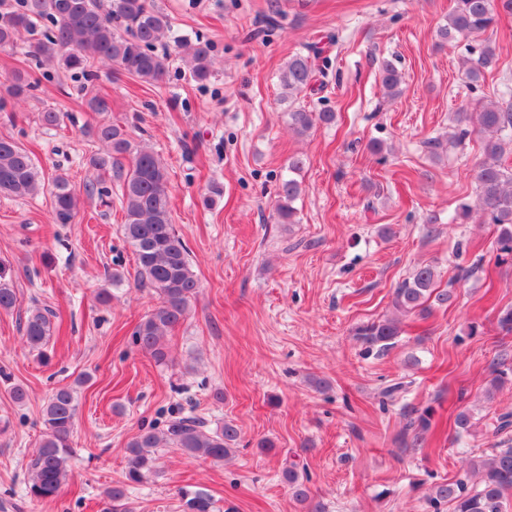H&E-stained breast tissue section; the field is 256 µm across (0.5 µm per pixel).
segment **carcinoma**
I'll use <instances>...</instances> for the list:
<instances>
[{
	"label": "carcinoma",
	"mask_w": 512,
	"mask_h": 512,
	"mask_svg": "<svg viewBox=\"0 0 512 512\" xmlns=\"http://www.w3.org/2000/svg\"><path fill=\"white\" fill-rule=\"evenodd\" d=\"M512 14V0H454L445 24L437 30L438 45L457 43L486 32L497 22L500 13ZM171 30V21L155 0H0V50L14 49L22 33L34 36L30 42L32 56L57 61L66 71L79 72L87 79L83 86L84 104L90 112L109 111L107 98L95 89L93 68L109 67L117 75H129L148 85L164 81L169 54L158 52L157 44ZM173 51L179 55L194 81L201 83L213 73L211 45L208 42L177 40ZM324 47L315 43L304 52H296L285 62L281 75L280 100L288 102L289 127L304 136L316 125H329L333 112H313L297 104L307 89L323 87L319 78L324 71L318 61ZM495 48L485 44L466 60V76L474 83L481 79L495 60ZM384 95L390 99L402 93V72L384 59L379 64ZM38 78L16 72L6 88L12 98L26 95L35 88ZM467 126L448 136L463 142L471 133L483 136V158L473 169L475 197L458 204L457 216L467 220L477 212L482 223L494 226V247L498 257H512V101L501 99L479 103L465 112ZM96 138L107 151L90 158L96 170H112L121 182L124 210L122 232L133 247L139 283L159 297V304L136 325L133 343L156 362L166 364L169 354L164 343L168 330L185 321L199 282L189 261V248L172 223L171 190L165 166L148 147L135 145L128 132L110 123L94 129ZM299 156L288 162L292 176L283 178L277 193L275 219L279 224L296 223V201L302 195L301 183L293 174L303 169ZM43 189L31 152L11 137H0V196L25 198ZM53 220L70 224L75 217L76 189L69 179L57 176L52 185ZM451 289L435 288L433 267H419L393 293L394 316L361 325L355 335L367 343L389 349L401 333V319L424 316L432 305L450 303ZM17 295L4 270L0 269V312L11 311ZM54 334L52 314L35 307L28 311L23 340L32 350H42ZM488 395L512 385V360L499 355L491 363ZM78 415L75 390L59 387L53 391L43 409L44 432L38 451L29 463L28 494L36 501L55 499L68 476L72 457L71 437ZM479 420L471 410L459 408L454 425L459 437L473 436ZM432 427L430 410H411L405 433L412 442L421 443ZM493 432L501 436L487 455L469 460L462 476L437 484L427 497L428 506L439 512L441 503L451 512H509L512 508V411L498 414ZM238 428L226 423L207 430L194 418H176L163 430L141 429L127 444V466L123 481L106 492L104 512H131L127 490L146 480L154 472L155 452L167 445L181 449L191 457L220 462L235 451ZM296 499H308V490L300 482L297 465L282 473ZM182 512H214L211 495L202 490L179 491Z\"/></svg>",
	"instance_id": "obj_1"
}]
</instances>
